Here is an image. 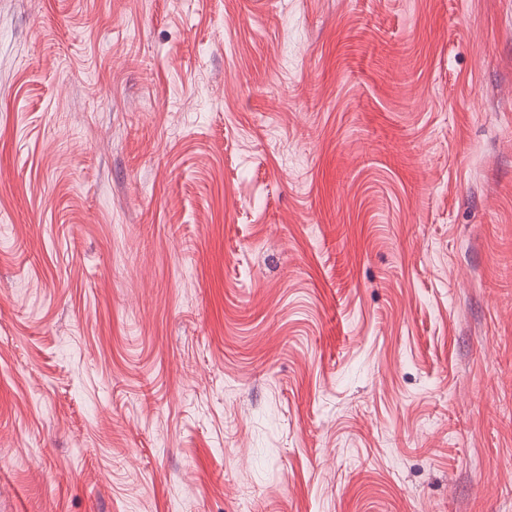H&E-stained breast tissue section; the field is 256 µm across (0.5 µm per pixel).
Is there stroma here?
Wrapping results in <instances>:
<instances>
[{
  "label": "stroma",
  "mask_w": 512,
  "mask_h": 512,
  "mask_svg": "<svg viewBox=\"0 0 512 512\" xmlns=\"http://www.w3.org/2000/svg\"><path fill=\"white\" fill-rule=\"evenodd\" d=\"M0 512H512V0H0Z\"/></svg>",
  "instance_id": "obj_1"
}]
</instances>
